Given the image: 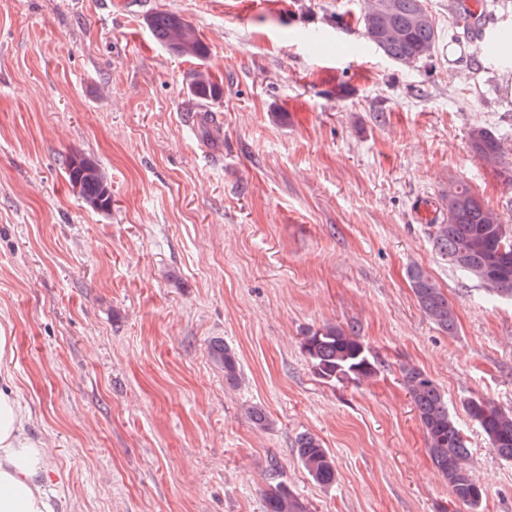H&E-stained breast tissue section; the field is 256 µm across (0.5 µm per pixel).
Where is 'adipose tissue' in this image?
Here are the masks:
<instances>
[{"mask_svg": "<svg viewBox=\"0 0 512 512\" xmlns=\"http://www.w3.org/2000/svg\"><path fill=\"white\" fill-rule=\"evenodd\" d=\"M15 350L12 327L0 324V512H52L45 491L47 451L24 432V413L2 364Z\"/></svg>", "mask_w": 512, "mask_h": 512, "instance_id": "1", "label": "adipose tissue"}]
</instances>
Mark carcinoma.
I'll return each instance as SVG.
<instances>
[{"label": "carcinoma", "instance_id": "carcinoma-1", "mask_svg": "<svg viewBox=\"0 0 512 512\" xmlns=\"http://www.w3.org/2000/svg\"><path fill=\"white\" fill-rule=\"evenodd\" d=\"M491 4L488 0L448 3L451 39L458 30L469 34L480 28ZM365 38L387 57L402 64L427 62L438 43V31L425 0H365L362 13ZM154 37L173 53L198 60L208 50L195 28L174 13L157 12L149 19ZM512 43V31L502 30L472 46L474 59L500 56V49ZM191 92L211 101L223 94L209 73H194ZM474 155L484 161L502 156L500 140L485 127L468 133ZM70 184L80 185L83 201L98 211L112 206V192L105 175L90 161L73 157L67 165ZM439 206L428 224L429 237L437 253L448 265L465 272L495 297L512 298V234L497 215L464 184H450L439 195ZM417 303L427 318L442 332L456 331V315L448 296L423 269L408 272ZM300 349L319 379L327 383L368 378L377 372V363L366 342L354 329L326 324L304 333ZM215 357L224 367V380H237L238 357L228 345L215 348ZM402 384L409 393L419 422L426 434L432 462L448 482L453 498L468 509L481 512L483 491L469 469L470 448L448 408V398L421 369L407 365L401 369ZM466 415L504 461H512V411H505L484 397H470L463 404ZM299 461L315 482L336 481V466L330 452L312 433L297 440ZM266 512H309L302 498L286 488L266 496Z\"/></svg>", "mask_w": 512, "mask_h": 512}]
</instances>
